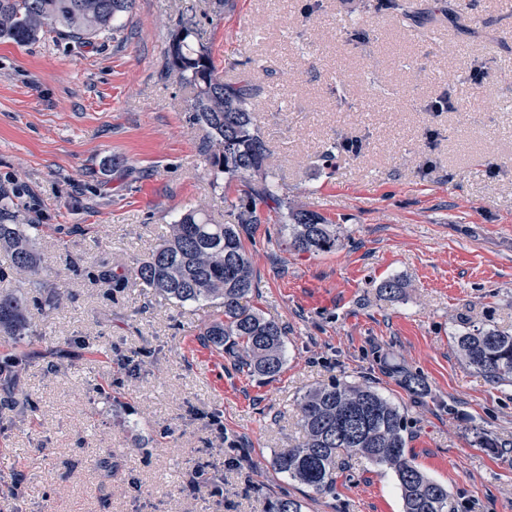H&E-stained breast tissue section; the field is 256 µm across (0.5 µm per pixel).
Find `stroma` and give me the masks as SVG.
<instances>
[{"label":"stroma","instance_id":"obj_1","mask_svg":"<svg viewBox=\"0 0 512 512\" xmlns=\"http://www.w3.org/2000/svg\"><path fill=\"white\" fill-rule=\"evenodd\" d=\"M406 2L424 26L377 0H135L113 37L0 40V187L19 222L42 225L37 249L64 293L51 310L27 291L19 399L0 386V512H268L284 495L304 512H402L392 473L364 458L326 495L272 465L302 439L297 401L336 379L406 409L409 454L455 512H512V384L454 343L512 333V0ZM186 15L219 73L258 89L272 190L339 237L311 255L276 224L248 227L249 304L288 328L271 379L205 346L218 305L112 282L181 213L224 224L242 194L236 181L214 190L209 130L164 69ZM444 95L455 110L430 111ZM392 278L403 288L389 298ZM218 446L223 469L190 488Z\"/></svg>","mask_w":512,"mask_h":512}]
</instances>
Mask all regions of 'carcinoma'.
Returning a JSON list of instances; mask_svg holds the SVG:
<instances>
[{"label": "carcinoma", "mask_w": 512, "mask_h": 512, "mask_svg": "<svg viewBox=\"0 0 512 512\" xmlns=\"http://www.w3.org/2000/svg\"><path fill=\"white\" fill-rule=\"evenodd\" d=\"M133 0H0V39L25 44L53 30L84 44L110 31ZM193 17L180 21L165 51L167 71L193 90L195 117L211 132L205 151L228 181L246 187L229 204L233 222L213 224L206 214L190 210L170 225L169 236L132 277L168 300L217 301L223 316L203 325L200 336L224 351L235 369L271 378L284 363L286 331L249 304L257 288L243 229L262 223L261 207L279 214L280 231L290 246L319 254L336 248V225L315 212L285 209L267 185V147L250 110L257 89L247 78L226 82L213 65L206 46L195 45ZM40 224H18L11 210L0 207V248L7 251L18 276V289L0 294V328L9 336L26 335L23 289L44 286L34 233ZM467 364L487 378L512 382V334L495 328L456 337ZM304 441L273 458L274 468L317 493L332 492L345 459L361 456L394 474L403 512H451L448 487L422 472L407 451L408 421L395 403L366 384L340 380L310 390L297 406ZM303 501L284 496L270 512H303Z\"/></svg>", "instance_id": "1"}]
</instances>
